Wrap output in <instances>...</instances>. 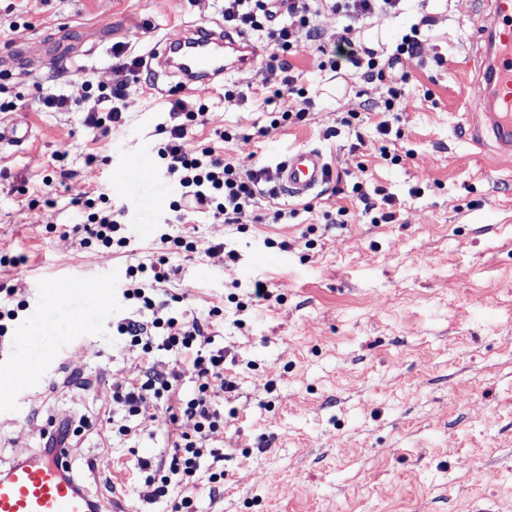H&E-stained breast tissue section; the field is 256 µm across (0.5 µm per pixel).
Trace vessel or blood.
<instances>
[{"label":"vessel or blood","instance_id":"obj_1","mask_svg":"<svg viewBox=\"0 0 512 512\" xmlns=\"http://www.w3.org/2000/svg\"><path fill=\"white\" fill-rule=\"evenodd\" d=\"M489 20L481 31L474 86L483 124L475 140H492L498 152L512 153V0H489ZM263 53L246 37L226 28L187 25L155 44L146 55L184 88L208 90L228 67L242 71ZM330 165L322 150L303 146L288 151L275 167V188L287 198H307L326 183ZM0 512H90L89 499L64 473L54 453L15 464L0 477Z\"/></svg>","mask_w":512,"mask_h":512}]
</instances>
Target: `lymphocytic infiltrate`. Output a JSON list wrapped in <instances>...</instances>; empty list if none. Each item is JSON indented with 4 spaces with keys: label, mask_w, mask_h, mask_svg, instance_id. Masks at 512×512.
I'll return each mask as SVG.
<instances>
[{
    "label": "lymphocytic infiltrate",
    "mask_w": 512,
    "mask_h": 512,
    "mask_svg": "<svg viewBox=\"0 0 512 512\" xmlns=\"http://www.w3.org/2000/svg\"><path fill=\"white\" fill-rule=\"evenodd\" d=\"M400 0H224V24L241 32L262 35L278 52L271 60L285 71L281 88L263 98L270 106L272 125L298 124L306 112L300 106L303 92L291 76L289 56L300 47V37H315L314 19L321 10H330L345 19L340 36L345 47L331 52L328 61L319 62V70H340L342 64L363 70L366 79L381 76L375 50L356 47L353 36L358 23L377 12L398 10ZM117 70L126 72L125 81L103 86L97 96V107L90 111L86 125L107 135L120 125L123 101L129 82L140 79L141 62L133 56L128 44L112 46ZM208 109L199 105L190 109L182 98L170 101L171 125L163 127L164 139L154 152L160 165L183 189L182 198L171 209L176 223H183L192 212H207L225 222L238 223L255 205L260 193L263 169L247 168L226 160L218 145L193 146L187 141L189 132L204 124ZM102 196L85 195L81 206L85 212L82 229L99 246L112 252L125 251L130 245L120 229L123 210L102 205ZM171 277L165 258L151 263L128 266L123 283V297L132 308L130 317L116 324V333L127 355L144 358L155 352H166L170 361L166 369L143 378H129L112 387V405L121 408L122 416L113 421L115 435L135 434L132 420L154 408L164 415L163 450L153 458L140 461L145 478H130L140 499L152 505L161 500L172 503V512H193L195 492L199 486H224L225 472L220 463L223 453L213 448L211 439L223 430L224 397L237 387L234 377L224 367V348L217 341L216 321L221 307L203 310L173 307L169 301L158 300L160 284ZM195 382L193 391L181 389L184 378ZM191 430H184V422ZM216 462L215 470L202 468L205 459Z\"/></svg>",
    "instance_id": "f902f5d3"
}]
</instances>
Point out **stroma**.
<instances>
[{"label":"stroma","instance_id":"stroma-1","mask_svg":"<svg viewBox=\"0 0 512 512\" xmlns=\"http://www.w3.org/2000/svg\"><path fill=\"white\" fill-rule=\"evenodd\" d=\"M480 9L477 0H402L397 13L366 19L391 50L420 31L418 57L371 81L347 64L319 71L305 42L290 62L311 104L304 122L286 127L268 126L256 101L283 78L266 44L249 70L232 73L235 101L210 91L192 144L225 129L234 135L225 156L269 169L314 146L335 178L308 213L301 201L258 195L259 213L299 209L285 223L188 214L196 248L187 252L159 241L179 233L170 209L178 183L161 170L155 182L122 185L129 161L161 139L175 78L130 84L125 123L110 136H94L84 119L99 87L119 79L114 42L146 55L182 25L221 19L218 0H0V101L16 104L4 118L32 131L0 145V254L27 258L0 269V303L12 305V288L28 302L0 345V370L41 359L15 412L0 414V465L38 451L50 419L85 415L69 462L105 507L110 487L158 452V410L122 439L106 412L113 383L168 365L162 352L128 356L113 333L131 312L127 266L161 249L179 269L163 293L222 308L220 342L237 376L224 403L236 416L214 437L228 479L218 492L201 487L196 512H512V158L471 141ZM86 79L90 91L79 92ZM42 86L77 100L40 111ZM392 88L402 95L383 136L374 108ZM350 112L360 115L353 128L342 122ZM383 145L398 163L381 158ZM357 186L373 201L390 197L388 221L363 214ZM93 190L124 209L132 252L112 254L74 232L76 200ZM342 207L345 223H331ZM219 243L236 262L209 254ZM258 280L273 293L263 308L250 303ZM93 460L98 470H88Z\"/></svg>","mask_w":512,"mask_h":512}]
</instances>
